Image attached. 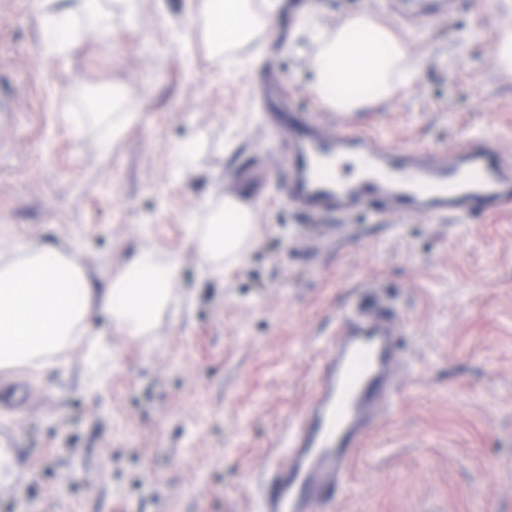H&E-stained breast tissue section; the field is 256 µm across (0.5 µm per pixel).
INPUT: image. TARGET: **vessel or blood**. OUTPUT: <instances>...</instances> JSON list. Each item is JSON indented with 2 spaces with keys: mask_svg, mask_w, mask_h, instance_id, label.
<instances>
[{
  "mask_svg": "<svg viewBox=\"0 0 512 512\" xmlns=\"http://www.w3.org/2000/svg\"><path fill=\"white\" fill-rule=\"evenodd\" d=\"M276 134L288 146L286 197L311 212L348 215L365 207L379 215L460 218L512 210V160L489 138L437 152L303 112L286 113ZM403 335L401 322L382 310L339 324L312 393L257 475V512H317L342 488L368 425L392 393Z\"/></svg>",
  "mask_w": 512,
  "mask_h": 512,
  "instance_id": "1",
  "label": "vessel or blood"
}]
</instances>
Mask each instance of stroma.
<instances>
[{"mask_svg": "<svg viewBox=\"0 0 512 512\" xmlns=\"http://www.w3.org/2000/svg\"><path fill=\"white\" fill-rule=\"evenodd\" d=\"M110 34L50 59L41 0H0V243L76 253L103 284L145 246L178 256L176 301L143 336L0 370L33 396L0 411L13 479L0 512H255L256 474L318 378L340 321L378 300L402 320L394 406L374 424L325 512H512V212L346 221L284 194L283 145L257 101L276 79L295 111L328 118L302 35L365 11L408 38L421 76L351 114L400 145L445 151L466 133L512 149V74L495 63L512 0H278L271 31L217 54L202 0H100ZM113 100L127 114L109 153L101 125L67 112ZM198 141L194 163L174 147ZM236 192L258 234L223 276L198 264L187 225Z\"/></svg>", "mask_w": 512, "mask_h": 512, "instance_id": "obj_1", "label": "stroma"}]
</instances>
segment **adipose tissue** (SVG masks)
I'll return each instance as SVG.
<instances>
[{
  "label": "adipose tissue",
  "mask_w": 512,
  "mask_h": 512,
  "mask_svg": "<svg viewBox=\"0 0 512 512\" xmlns=\"http://www.w3.org/2000/svg\"><path fill=\"white\" fill-rule=\"evenodd\" d=\"M85 0L92 17L81 28L66 7L43 12L42 44L60 58L82 35L103 36L110 18ZM204 0L207 38L215 51L250 39L271 24L275 0ZM313 67L323 101L338 112H355L414 84L408 66L409 42L395 37L374 15L345 17L319 36ZM202 222L191 224L190 242L213 275L241 260L257 232L253 208L240 197L206 203ZM178 261L150 248L140 249L119 274L92 287L76 254L42 248L0 262V367L32 362L41 354L78 345L94 310L108 314L126 336L147 333L175 301Z\"/></svg>",
  "instance_id": "ef3b65f1"
}]
</instances>
